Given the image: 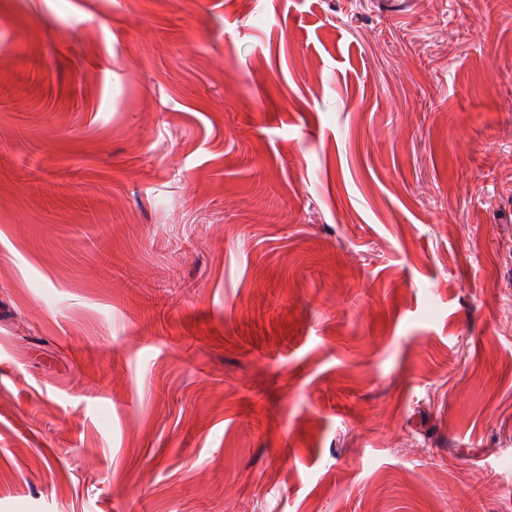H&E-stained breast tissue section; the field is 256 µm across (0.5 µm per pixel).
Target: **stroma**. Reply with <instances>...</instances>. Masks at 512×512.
<instances>
[{"label": "stroma", "instance_id": "stroma-1", "mask_svg": "<svg viewBox=\"0 0 512 512\" xmlns=\"http://www.w3.org/2000/svg\"><path fill=\"white\" fill-rule=\"evenodd\" d=\"M0 512H512V0H0Z\"/></svg>", "mask_w": 512, "mask_h": 512}]
</instances>
